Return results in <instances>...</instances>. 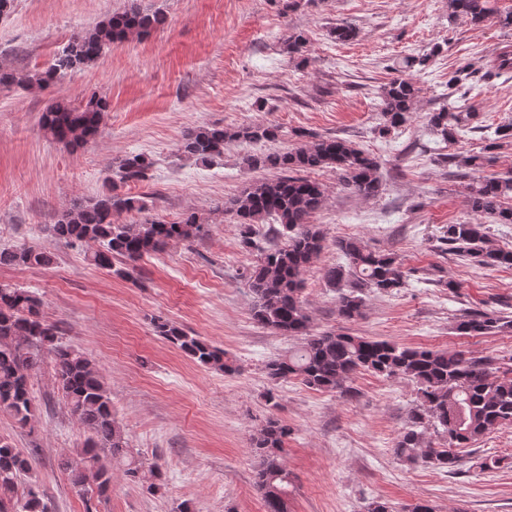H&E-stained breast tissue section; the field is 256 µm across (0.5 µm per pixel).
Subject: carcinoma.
I'll list each match as a JSON object with an SVG mask.
<instances>
[{"label":"carcinoma","instance_id":"carcinoma-1","mask_svg":"<svg viewBox=\"0 0 512 512\" xmlns=\"http://www.w3.org/2000/svg\"><path fill=\"white\" fill-rule=\"evenodd\" d=\"M450 15L474 24L493 19L512 26V13L494 17L488 0H448ZM162 14L146 13L136 3L116 13L94 28L77 33L56 55L53 64L42 71H16L0 68V88L44 91L68 74L94 64L111 46L131 36H147L162 26ZM485 73H512V46L506 45L485 65ZM419 88L410 78L396 77L383 87L378 104L382 134L405 124L412 114ZM107 109L105 99L92 95L78 102L55 101L41 115L40 126L52 140L72 149L95 137ZM475 112L468 104L454 105L426 114L427 125L443 141L452 142L469 128ZM279 136L273 124L218 128L202 126L187 133L181 150L203 163L224 154V146L234 141L258 143ZM442 162L455 167H481L480 155L447 154ZM251 169H276L272 180L248 184L233 201L243 247L260 253V259L247 269L246 277L254 295L252 317L264 328L283 336H303L298 349L267 364L274 381L298 378L317 391L350 393L346 387L356 374L370 372L385 378L403 377L415 383L420 405L410 424L398 438L395 448L405 462L425 463L452 472L461 462L460 449L467 448L493 430L512 424V372L493 374L481 358L460 353L400 346L387 340H370L343 332L312 334L309 316L302 300L304 274L324 249L322 232L310 217L324 204L322 184L305 173L332 168L338 171L345 189L370 200L384 191L377 177L378 162L370 152L339 137H320L284 152L255 153L245 158ZM152 166L143 153H131L118 165L120 182L146 178ZM113 183L105 185L95 198L63 211L51 232L71 245H91L89 260L110 269L113 259L135 263L144 255L164 251L168 245L199 236L204 225L193 213L175 223L145 221L118 224L114 215L142 211L140 198L116 193ZM468 204L477 219L448 225V246L463 258L484 267L512 268V250L489 246L484 220L512 223V209L505 200L512 198V177H486L467 185ZM270 222L267 234L259 225ZM336 248L346 263L325 272L327 282L337 290V313L345 321L363 315L368 293H391L405 285L407 274L391 253L372 251L356 237L336 240ZM50 252L31 246L3 248L0 266L45 267L51 265ZM43 300L28 288L0 284V411L9 414L22 427L34 416L30 395L31 372L40 366V352L53 358L54 376L65 393L72 414L88 436L81 447L60 461L72 486L83 490L95 483L99 497L112 487V465L124 467L130 480L146 486L150 493L161 488V475L131 455L128 439L112 413L108 388L96 365L82 352L63 343L59 329L42 313ZM155 329L199 365L231 373L233 362L224 350L169 323L157 322ZM465 335L509 332L512 320L493 312H474L457 324ZM433 427L440 442L426 440ZM287 425L268 420L252 439L260 464L255 484L263 493L266 512H285L288 505L289 473L284 462ZM32 470L31 461L0 440V512H49L36 485L23 492L18 484Z\"/></svg>","mask_w":512,"mask_h":512}]
</instances>
